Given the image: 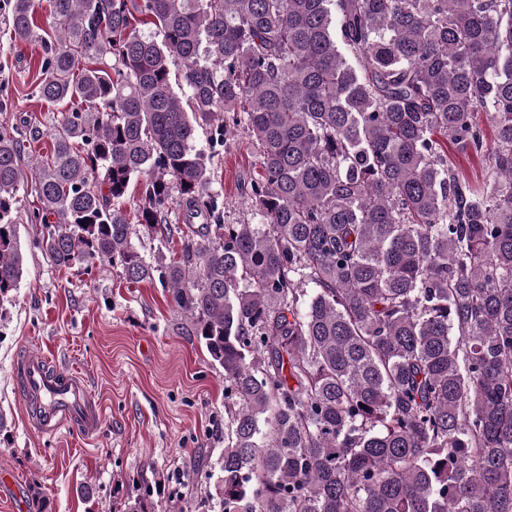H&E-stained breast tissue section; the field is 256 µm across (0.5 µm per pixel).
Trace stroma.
<instances>
[{
    "label": "stroma",
    "instance_id": "obj_1",
    "mask_svg": "<svg viewBox=\"0 0 512 512\" xmlns=\"http://www.w3.org/2000/svg\"><path fill=\"white\" fill-rule=\"evenodd\" d=\"M0 9V127L24 121L52 126L63 107L35 92L38 43L15 44ZM481 154L449 147V166L481 182L496 144L486 115ZM224 220L250 215V185L261 172L258 153L236 131L211 160ZM18 215L25 255L21 283L0 322V413L9 429L0 439V512H121L141 480L160 483V512H183L191 498L212 493L224 452V370L184 336L181 318L159 280L134 284L120 266L93 261L52 265L36 247L40 227L26 222L39 201L35 174L25 168ZM53 355L79 372L100 399L104 420L86 438L70 430L39 435L28 423L14 365L24 350ZM40 488L44 503L31 498Z\"/></svg>",
    "mask_w": 512,
    "mask_h": 512
}]
</instances>
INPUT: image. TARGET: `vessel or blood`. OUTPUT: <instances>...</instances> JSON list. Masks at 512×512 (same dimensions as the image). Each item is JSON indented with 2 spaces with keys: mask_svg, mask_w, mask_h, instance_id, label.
Listing matches in <instances>:
<instances>
[{
  "mask_svg": "<svg viewBox=\"0 0 512 512\" xmlns=\"http://www.w3.org/2000/svg\"><path fill=\"white\" fill-rule=\"evenodd\" d=\"M14 370L19 396L39 433L52 435L67 428L89 436L98 431L100 405L83 377L35 351L24 352Z\"/></svg>",
  "mask_w": 512,
  "mask_h": 512,
  "instance_id": "b4317fda",
  "label": "vessel or blood"
}]
</instances>
